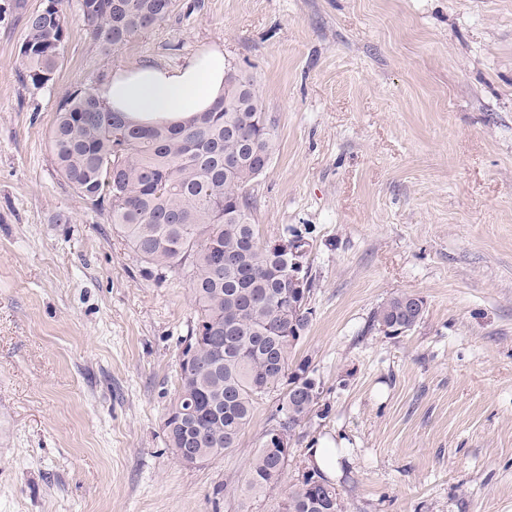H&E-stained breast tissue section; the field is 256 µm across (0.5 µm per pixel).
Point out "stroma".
Returning a JSON list of instances; mask_svg holds the SVG:
<instances>
[{
    "label": "stroma",
    "mask_w": 512,
    "mask_h": 512,
    "mask_svg": "<svg viewBox=\"0 0 512 512\" xmlns=\"http://www.w3.org/2000/svg\"><path fill=\"white\" fill-rule=\"evenodd\" d=\"M0 0V512H276L327 443L346 512H512V0H178L117 53L73 16L52 85L20 79L25 23ZM219 45L249 71L276 151L251 189L261 241L302 233L312 320L294 349L323 393L280 483L243 485L282 391L237 448L165 445L195 318L107 211L57 171L71 86ZM411 292L412 330H369Z\"/></svg>",
    "instance_id": "35a3bbf8"
}]
</instances>
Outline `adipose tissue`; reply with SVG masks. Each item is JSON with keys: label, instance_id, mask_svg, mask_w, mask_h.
<instances>
[{"label": "adipose tissue", "instance_id": "obj_1", "mask_svg": "<svg viewBox=\"0 0 512 512\" xmlns=\"http://www.w3.org/2000/svg\"><path fill=\"white\" fill-rule=\"evenodd\" d=\"M227 61L212 48L170 68L151 62L113 74L101 96L114 111L149 124L178 120L210 109L224 91Z\"/></svg>", "mask_w": 512, "mask_h": 512}]
</instances>
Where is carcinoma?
Listing matches in <instances>:
<instances>
[{"label": "carcinoma", "mask_w": 512, "mask_h": 512, "mask_svg": "<svg viewBox=\"0 0 512 512\" xmlns=\"http://www.w3.org/2000/svg\"><path fill=\"white\" fill-rule=\"evenodd\" d=\"M28 15L20 44L24 79L36 89L58 71L72 18L62 0ZM176 0H81V21L93 44L117 52L163 22ZM98 75L60 97L50 133L58 172L94 207L109 211L130 248L162 279L176 272L196 307L178 385L165 421L175 458L191 452L207 462L238 445L263 394L284 389L273 426L295 432L315 411L320 386L308 361L291 359L311 310H288L290 248L299 232L262 244L252 222L248 187L271 161L275 133L254 78L230 74L224 94L206 112L152 126L112 111ZM425 303L402 292L381 304L372 327L408 332ZM251 457L247 490L278 484L282 450L267 443ZM277 512H343L336 487L311 469L279 502Z\"/></svg>", "instance_id": "cac0c4a2"}]
</instances>
